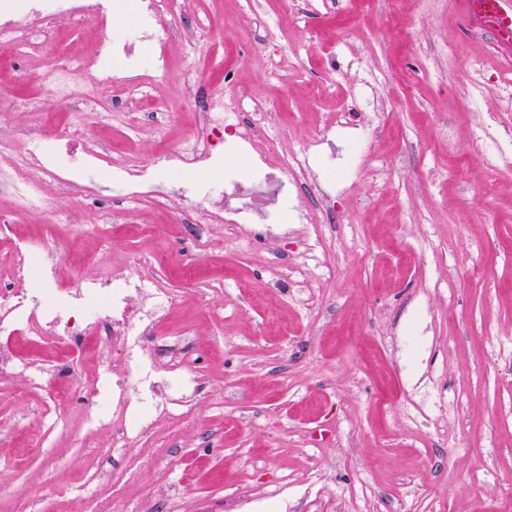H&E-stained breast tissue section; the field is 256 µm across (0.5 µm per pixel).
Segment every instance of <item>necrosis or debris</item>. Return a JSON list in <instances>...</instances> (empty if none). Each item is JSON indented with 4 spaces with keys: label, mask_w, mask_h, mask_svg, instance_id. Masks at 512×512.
Segmentation results:
<instances>
[{
    "label": "necrosis or debris",
    "mask_w": 512,
    "mask_h": 512,
    "mask_svg": "<svg viewBox=\"0 0 512 512\" xmlns=\"http://www.w3.org/2000/svg\"><path fill=\"white\" fill-rule=\"evenodd\" d=\"M110 8L107 0H17L14 14L0 17V50L8 53L39 54L49 45L42 20L66 17L75 24L104 27ZM198 120L195 134L174 146L162 143L160 153L171 170L189 174L210 160L225 133H232L238 148L251 146L261 129L262 105L242 111L238 100L204 97L191 93L185 102ZM58 136L44 144L39 127L23 130L0 125V156L14 151L17 139L29 141L25 164L55 177L67 194L99 191L98 164L109 160L112 182L108 190L117 198H137L159 207H175L176 221L205 228L211 224H272L276 218L264 202L266 194L287 195L297 186L298 173L277 155L266 156L259 175L250 187L234 185L226 190L201 185L189 190L164 187L148 165L113 155L111 141L85 142L81 164L66 165L72 152L69 125L57 127ZM17 279H25L30 260L46 272L53 304L44 305L28 290L0 291V376L12 373L18 364L7 346L9 339L27 332L54 338L59 350L89 355L98 374L86 393L95 408L89 417L93 427H111L114 439L143 435L159 415L184 409L203 393L198 375L185 367L181 353L161 328L178 306V298L156 287L144 273L120 272L111 277L84 279L77 291L61 283L59 259L53 253L21 241L16 245ZM103 336L122 341L118 354L94 347ZM123 360L125 369L113 373V358Z\"/></svg>",
    "instance_id": "necrosis-or-debris-1"
}]
</instances>
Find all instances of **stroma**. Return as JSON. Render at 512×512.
<instances>
[{
  "instance_id": "1",
  "label": "stroma",
  "mask_w": 512,
  "mask_h": 512,
  "mask_svg": "<svg viewBox=\"0 0 512 512\" xmlns=\"http://www.w3.org/2000/svg\"><path fill=\"white\" fill-rule=\"evenodd\" d=\"M160 0L177 17L173 67L138 94L168 124H135L98 86L89 27L61 18L56 55L99 89L79 139L103 133L164 169L159 145L193 134L180 108L198 73L207 93L261 100L251 149L206 164L200 182L256 170L267 153L309 168L303 223L270 242L256 224L196 229L150 203L63 196L42 176L49 213L0 195V289L16 288L13 243L42 238L88 262L85 277L142 264L180 306L176 336L205 392L127 448L88 424L85 394L65 403L28 367L52 364L47 339L20 336L22 363L0 377V512H143L156 487L183 483L181 512H512V68L490 33H467L454 0ZM257 25L265 46L225 29ZM50 63L0 53V123L59 112ZM144 237L101 221L112 208ZM166 255L163 264L156 255Z\"/></svg>"
}]
</instances>
